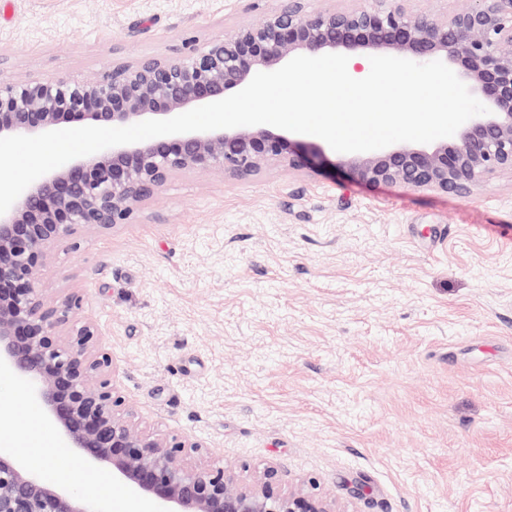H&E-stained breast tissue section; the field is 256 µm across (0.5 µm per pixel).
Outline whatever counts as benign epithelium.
I'll return each mask as SVG.
<instances>
[{"instance_id":"7a95c632","label":"benign epithelium","mask_w":512,"mask_h":512,"mask_svg":"<svg viewBox=\"0 0 512 512\" xmlns=\"http://www.w3.org/2000/svg\"><path fill=\"white\" fill-rule=\"evenodd\" d=\"M389 8L308 13L302 0L258 26L193 48L177 59L117 64L84 82L0 81V137L38 135L64 123L121 127L168 119L243 89L258 72L298 55L338 49L386 53L457 68L490 113L448 140L360 152L355 176L403 182L461 197L483 177L512 171V0H470L451 16ZM324 153L261 126L191 132L114 146L69 161L32 183L0 215V369L40 405L52 431L88 467L106 466L133 496L162 512H333L286 490L275 469L245 482L206 459L203 447L131 418L113 386L112 358L90 323L74 324L83 297L51 301L40 288L50 249L85 227L123 224L134 207L179 171L247 176L273 166L313 165ZM110 504L64 482L48 483L0 446V512H109Z\"/></svg>"}]
</instances>
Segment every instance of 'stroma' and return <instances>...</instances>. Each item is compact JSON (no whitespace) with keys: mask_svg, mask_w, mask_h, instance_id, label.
I'll list each match as a JSON object with an SVG mask.
<instances>
[{"mask_svg":"<svg viewBox=\"0 0 512 512\" xmlns=\"http://www.w3.org/2000/svg\"><path fill=\"white\" fill-rule=\"evenodd\" d=\"M282 0H11L0 79L90 80ZM331 165L180 172L53 247L134 418L336 512H512V173L460 197Z\"/></svg>","mask_w":512,"mask_h":512,"instance_id":"1","label":"stroma"}]
</instances>
